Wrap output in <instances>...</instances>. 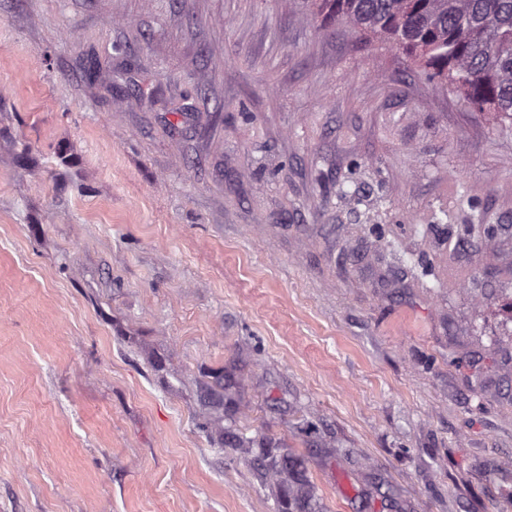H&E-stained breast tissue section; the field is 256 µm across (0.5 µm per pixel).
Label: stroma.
<instances>
[{
  "label": "stroma",
  "mask_w": 512,
  "mask_h": 512,
  "mask_svg": "<svg viewBox=\"0 0 512 512\" xmlns=\"http://www.w3.org/2000/svg\"><path fill=\"white\" fill-rule=\"evenodd\" d=\"M512 512V120L304 0H0V512Z\"/></svg>",
  "instance_id": "1"
}]
</instances>
